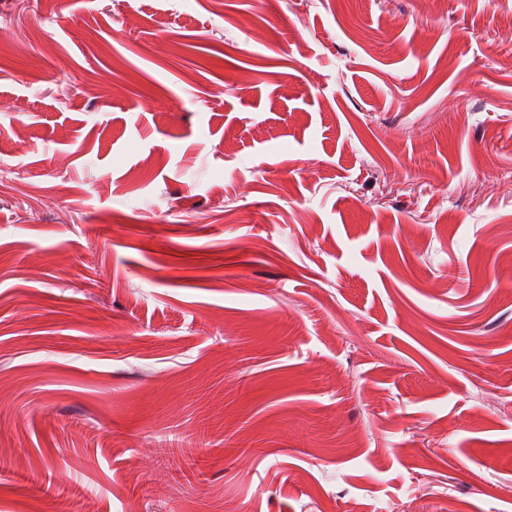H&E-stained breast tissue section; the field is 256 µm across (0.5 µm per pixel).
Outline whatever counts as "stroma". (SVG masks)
I'll list each match as a JSON object with an SVG mask.
<instances>
[{
	"mask_svg": "<svg viewBox=\"0 0 512 512\" xmlns=\"http://www.w3.org/2000/svg\"><path fill=\"white\" fill-rule=\"evenodd\" d=\"M59 2L0 0V512H512V0Z\"/></svg>",
	"mask_w": 512,
	"mask_h": 512,
	"instance_id": "stroma-1",
	"label": "stroma"
}]
</instances>
